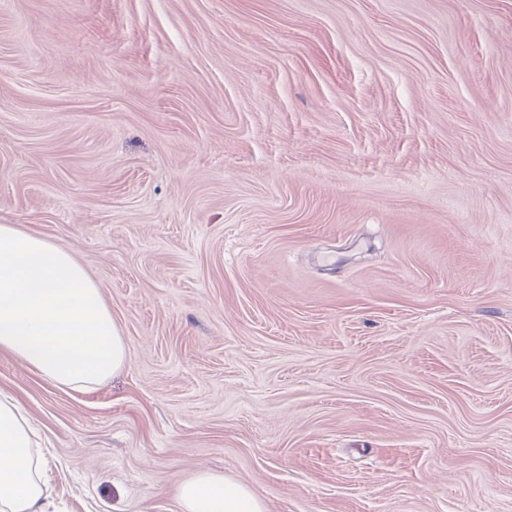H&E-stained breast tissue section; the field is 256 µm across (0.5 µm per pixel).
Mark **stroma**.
<instances>
[{"instance_id": "stroma-1", "label": "stroma", "mask_w": 512, "mask_h": 512, "mask_svg": "<svg viewBox=\"0 0 512 512\" xmlns=\"http://www.w3.org/2000/svg\"><path fill=\"white\" fill-rule=\"evenodd\" d=\"M0 224L127 347L0 351L49 512H512V0H0ZM176 495L180 512H267L252 489L207 470L180 484Z\"/></svg>"}]
</instances>
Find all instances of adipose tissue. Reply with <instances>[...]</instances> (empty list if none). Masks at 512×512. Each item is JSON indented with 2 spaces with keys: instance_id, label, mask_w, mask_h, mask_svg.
Here are the masks:
<instances>
[{
  "instance_id": "1",
  "label": "adipose tissue",
  "mask_w": 512,
  "mask_h": 512,
  "mask_svg": "<svg viewBox=\"0 0 512 512\" xmlns=\"http://www.w3.org/2000/svg\"><path fill=\"white\" fill-rule=\"evenodd\" d=\"M0 349L60 387L86 390L121 370L126 344L97 284L65 249L0 224ZM36 432L0 392V512H47ZM180 512H267L246 485L207 470L177 488Z\"/></svg>"
}]
</instances>
